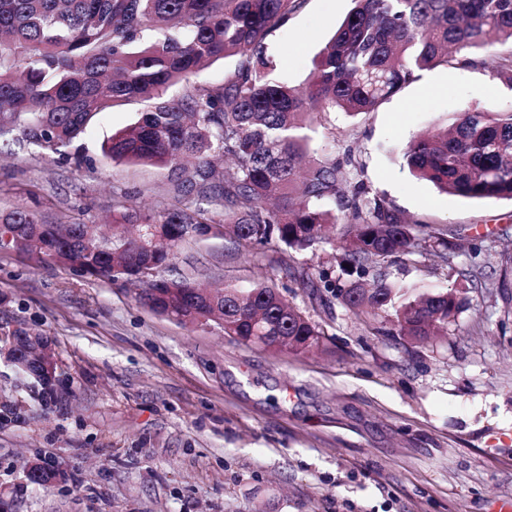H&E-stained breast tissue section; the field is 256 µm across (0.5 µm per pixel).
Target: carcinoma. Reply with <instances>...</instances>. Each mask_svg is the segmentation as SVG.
<instances>
[{
	"label": "carcinoma",
	"instance_id": "obj_1",
	"mask_svg": "<svg viewBox=\"0 0 512 512\" xmlns=\"http://www.w3.org/2000/svg\"><path fill=\"white\" fill-rule=\"evenodd\" d=\"M354 7L298 87L268 78L265 40L298 0H0V142L20 152L66 156L67 148L117 105H143L112 134L105 156L165 174L169 207L152 214L113 204L112 224L46 222L21 205L0 214V240L75 274L129 281L152 259L168 269L183 246L224 239L285 246L296 253L340 244L343 271L408 256L423 241L448 250V230L411 224L360 183L352 149L305 161L308 120L340 110L374 112L414 73L442 63L472 66L480 52L512 45V0H353ZM237 58L220 84L192 77L209 61ZM512 86V53L492 59ZM410 174L465 198L512 199V111L464 109L447 130L426 131L404 151ZM342 225L339 241L324 235ZM323 287L357 316L390 317L395 333L423 341L448 327L462 306L451 291L380 278L372 287ZM139 300L160 316L240 336H270L265 349L320 343L325 331L288 303L273 282L221 290L157 275ZM66 478L41 468L30 482Z\"/></svg>",
	"mask_w": 512,
	"mask_h": 512
}]
</instances>
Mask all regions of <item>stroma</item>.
Returning a JSON list of instances; mask_svg holds the SVG:
<instances>
[{"label":"stroma","instance_id":"obj_1","mask_svg":"<svg viewBox=\"0 0 512 512\" xmlns=\"http://www.w3.org/2000/svg\"><path fill=\"white\" fill-rule=\"evenodd\" d=\"M351 0H303L266 39L273 79L306 83ZM512 107L492 64L421 70L377 111L331 113L319 153L352 149L354 180L408 219L442 225L466 246L428 245L379 265L389 280L459 291L448 333L424 343L314 296L330 251L186 245L177 273L203 284L273 281L326 337L308 353H269L218 326L180 324L143 306L136 286L83 277L0 250V323L48 336L65 395L43 404L0 363V491L14 512H499L512 500V201L440 192L412 178L403 152L465 108ZM112 108L64 157L0 148V212L104 224L121 200L147 213L169 199L165 176L112 162L101 144L141 111ZM486 273L470 281V270ZM62 463L51 489L27 481L35 454Z\"/></svg>","mask_w":512,"mask_h":512}]
</instances>
